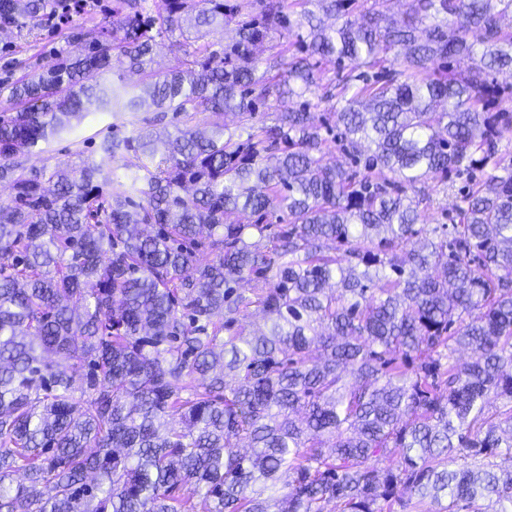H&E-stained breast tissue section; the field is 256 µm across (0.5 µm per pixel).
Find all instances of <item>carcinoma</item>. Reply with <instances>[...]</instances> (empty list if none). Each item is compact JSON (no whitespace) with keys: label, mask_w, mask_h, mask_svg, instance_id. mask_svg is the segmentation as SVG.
Returning <instances> with one entry per match:
<instances>
[{"label":"carcinoma","mask_w":512,"mask_h":512,"mask_svg":"<svg viewBox=\"0 0 512 512\" xmlns=\"http://www.w3.org/2000/svg\"><path fill=\"white\" fill-rule=\"evenodd\" d=\"M71 2L0 0V32ZM386 2L317 0L327 25L285 0H113L6 86L0 512H512V112L490 80L512 70V0ZM186 23L194 42L154 68ZM272 27L295 51L257 89ZM116 66L141 88L99 79ZM282 87L342 106L249 123ZM145 107L100 162L22 164L89 113ZM331 143L350 165L325 162ZM130 151L147 162L124 182L108 160ZM475 170L457 222L420 223L422 185ZM252 305L267 331L224 340ZM192 35L193 34L186 30H184L182 34L180 31L176 30L173 33H166L163 38H157L160 45L158 47L157 55L155 56V63L153 64V67L164 69L174 65L176 63V55H180L176 52L177 44L186 43L187 40H190ZM187 37L189 39H187ZM173 44L174 47H171Z\"/></svg>","instance_id":"1"}]
</instances>
